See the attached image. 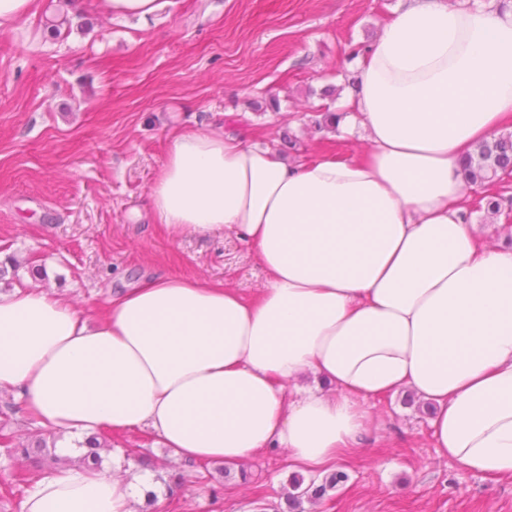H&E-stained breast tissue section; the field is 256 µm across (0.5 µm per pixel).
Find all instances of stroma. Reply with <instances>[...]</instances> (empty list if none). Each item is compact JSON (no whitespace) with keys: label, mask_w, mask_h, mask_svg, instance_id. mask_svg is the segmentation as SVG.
Instances as JSON below:
<instances>
[{"label":"stroma","mask_w":512,"mask_h":512,"mask_svg":"<svg viewBox=\"0 0 512 512\" xmlns=\"http://www.w3.org/2000/svg\"><path fill=\"white\" fill-rule=\"evenodd\" d=\"M72 5L51 35L58 0L0 29V253L44 265L48 283L88 316L113 292L156 274L222 281L254 294L265 275L233 234L170 238L150 189L174 134L250 132L296 159L353 156L362 133L317 128L338 111L356 69L401 0H173L145 21ZM277 99L278 109L268 108ZM380 429L337 468L347 479L306 512H512V479L439 459L429 413L402 396L372 399ZM131 461L166 458L160 512H279L296 467L277 449L220 475L214 465L168 461L148 432L114 438ZM53 448L17 461L0 447V512H22Z\"/></svg>","instance_id":"1"}]
</instances>
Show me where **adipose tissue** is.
Wrapping results in <instances>:
<instances>
[{"instance_id": "adipose-tissue-1", "label": "adipose tissue", "mask_w": 512, "mask_h": 512, "mask_svg": "<svg viewBox=\"0 0 512 512\" xmlns=\"http://www.w3.org/2000/svg\"><path fill=\"white\" fill-rule=\"evenodd\" d=\"M342 105L369 143L356 158L291 161L210 131L171 143L159 224L245 241L266 273L252 297L155 276L91 321L51 288L0 293V391L59 456L146 431L181 460L282 448L324 473L364 445L371 398L410 391L435 408L439 458L512 478V247L480 244L463 177L512 130V4L404 0ZM153 491L147 473L65 467L22 512H136Z\"/></svg>"}]
</instances>
